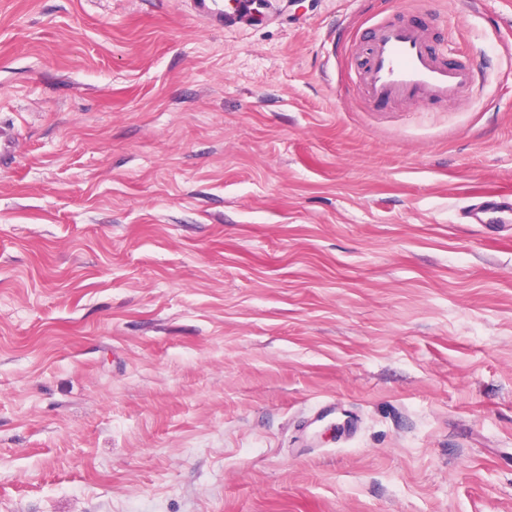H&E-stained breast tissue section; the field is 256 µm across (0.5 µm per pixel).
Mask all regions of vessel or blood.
<instances>
[{"instance_id": "b4317fda", "label": "vessel or blood", "mask_w": 512, "mask_h": 512, "mask_svg": "<svg viewBox=\"0 0 512 512\" xmlns=\"http://www.w3.org/2000/svg\"><path fill=\"white\" fill-rule=\"evenodd\" d=\"M470 83L469 72L440 60L415 26L381 25L374 32L361 93L371 102L445 101L467 91Z\"/></svg>"}]
</instances>
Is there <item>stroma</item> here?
Listing matches in <instances>:
<instances>
[{"mask_svg":"<svg viewBox=\"0 0 512 512\" xmlns=\"http://www.w3.org/2000/svg\"><path fill=\"white\" fill-rule=\"evenodd\" d=\"M192 3L0 0V512H512V0ZM470 83V73L440 60L415 26L380 25L374 32L361 93L370 102L407 97L448 101L467 91Z\"/></svg>","mask_w":512,"mask_h":512,"instance_id":"obj_1","label":"stroma"}]
</instances>
